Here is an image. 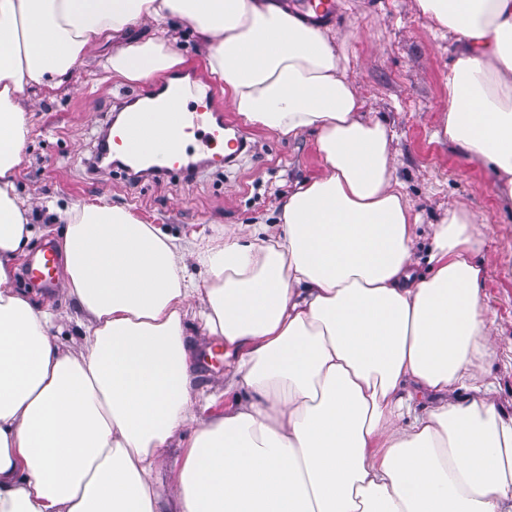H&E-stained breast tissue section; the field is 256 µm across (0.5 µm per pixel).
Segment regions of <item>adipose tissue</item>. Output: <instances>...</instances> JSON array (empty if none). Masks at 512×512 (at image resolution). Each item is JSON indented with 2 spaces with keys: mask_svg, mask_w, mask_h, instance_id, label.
<instances>
[{
  "mask_svg": "<svg viewBox=\"0 0 512 512\" xmlns=\"http://www.w3.org/2000/svg\"><path fill=\"white\" fill-rule=\"evenodd\" d=\"M417 3L464 45L438 134L491 169L512 204V0ZM176 19L245 123L316 133L323 173L282 201L277 227L204 248L103 201L73 205L57 245L62 291L84 315L75 354L52 334L56 313L14 283L33 234L15 182L21 99L117 38L104 68L149 82L181 57L124 35ZM418 220L334 33L282 0H0V512H512L482 234L449 206L421 277ZM190 318L223 340L235 396L204 421ZM187 426L180 476L160 493V452Z\"/></svg>",
  "mask_w": 512,
  "mask_h": 512,
  "instance_id": "1",
  "label": "adipose tissue"
}]
</instances>
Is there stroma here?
<instances>
[{
	"instance_id": "obj_1",
	"label": "stroma",
	"mask_w": 512,
	"mask_h": 512,
	"mask_svg": "<svg viewBox=\"0 0 512 512\" xmlns=\"http://www.w3.org/2000/svg\"><path fill=\"white\" fill-rule=\"evenodd\" d=\"M328 25L341 64L370 117L390 130L398 180L421 222L415 249L418 273L428 272L433 226L446 216L450 204L465 205L482 227L485 244L477 260L485 269L482 293L497 342L490 379L498 403L511 411L512 210L500 205L497 178L488 168L465 160L455 145L435 137L448 109V73L460 46L435 30L416 0H336V14ZM131 34L148 39L159 33L141 25ZM159 35L184 62L149 83L112 77L91 60L76 65L61 89L27 90L31 131L17 167V193L24 201L52 200L58 207L54 215L35 214L28 257L38 256L59 237L65 224L62 212L75 204L104 200L170 236L205 243L245 224L276 223L288 192L322 172L315 134L289 141L243 124L220 92L215 95L216 113L224 116L229 132L242 133L246 141L243 151L225 166L211 164L209 154L194 150L188 155L194 167L183 174L174 171L152 178L106 165L91 170L101 136L126 92L151 95L177 76L210 85L203 46L189 25L181 23ZM15 284L57 314L62 326L56 336L59 343L80 347L82 316L75 301L59 290L35 287L21 271ZM186 334L190 345L205 349L191 374L193 406L206 420L233 401L214 385L224 375V344L205 336L193 319L186 322Z\"/></svg>"
}]
</instances>
